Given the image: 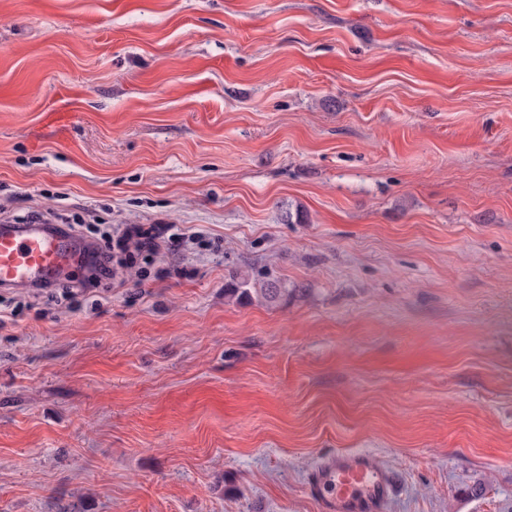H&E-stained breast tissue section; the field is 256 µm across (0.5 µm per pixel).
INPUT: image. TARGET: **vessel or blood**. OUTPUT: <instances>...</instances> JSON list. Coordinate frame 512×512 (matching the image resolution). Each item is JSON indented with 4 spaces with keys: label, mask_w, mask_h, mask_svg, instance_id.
Instances as JSON below:
<instances>
[{
    "label": "vessel or blood",
    "mask_w": 512,
    "mask_h": 512,
    "mask_svg": "<svg viewBox=\"0 0 512 512\" xmlns=\"http://www.w3.org/2000/svg\"><path fill=\"white\" fill-rule=\"evenodd\" d=\"M87 245L60 226L0 225V288H32L63 280L83 265ZM400 487L396 471L371 454L341 452L311 474L308 490L324 512H386Z\"/></svg>",
    "instance_id": "1"
}]
</instances>
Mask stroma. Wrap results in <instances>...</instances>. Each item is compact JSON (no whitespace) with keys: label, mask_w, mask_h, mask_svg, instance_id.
I'll return each instance as SVG.
<instances>
[{"label":"stroma","mask_w":512,"mask_h":512,"mask_svg":"<svg viewBox=\"0 0 512 512\" xmlns=\"http://www.w3.org/2000/svg\"><path fill=\"white\" fill-rule=\"evenodd\" d=\"M37 215L207 248L0 288V512H323L360 451L387 512H512V0H0V219ZM228 277L224 297L236 301L277 305L297 293L295 288H288V284L274 276L261 275L256 278L249 272L235 269ZM400 487L396 471L369 453L341 452L311 474L308 490L325 512H384Z\"/></svg>","instance_id":"1"}]
</instances>
